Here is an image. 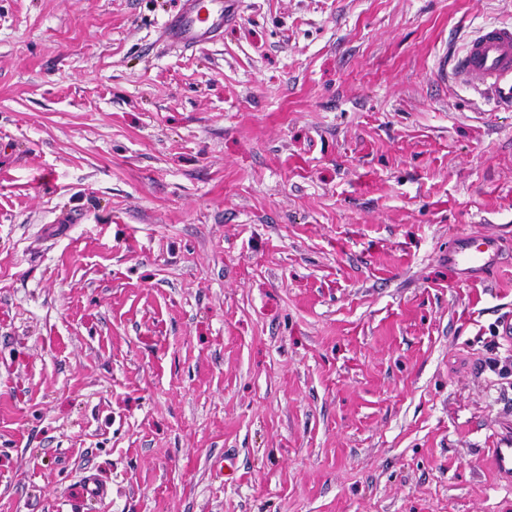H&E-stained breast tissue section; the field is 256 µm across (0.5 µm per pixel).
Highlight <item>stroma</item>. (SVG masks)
I'll list each match as a JSON object with an SVG mask.
<instances>
[{
  "mask_svg": "<svg viewBox=\"0 0 512 512\" xmlns=\"http://www.w3.org/2000/svg\"><path fill=\"white\" fill-rule=\"evenodd\" d=\"M178 7L0 0V512H512V0ZM241 0H182L179 10L162 25L161 35L170 46L194 49L221 36L224 27L239 16ZM451 78L484 95L495 108L512 110V23L477 29L454 60ZM498 240L493 237L461 235L448 247V266L474 281L496 266ZM491 464L498 479L512 485V443L506 448L491 449Z\"/></svg>",
  "mask_w": 512,
  "mask_h": 512,
  "instance_id": "stroma-1",
  "label": "stroma"
}]
</instances>
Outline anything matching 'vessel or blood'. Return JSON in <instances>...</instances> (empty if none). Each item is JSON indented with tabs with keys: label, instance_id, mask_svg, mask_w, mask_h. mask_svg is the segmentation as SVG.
I'll return each instance as SVG.
<instances>
[{
	"label": "vessel or blood",
	"instance_id": "obj_1",
	"mask_svg": "<svg viewBox=\"0 0 512 512\" xmlns=\"http://www.w3.org/2000/svg\"><path fill=\"white\" fill-rule=\"evenodd\" d=\"M241 0H182L179 10L162 25L163 40L180 49H193L221 36L239 16ZM453 81L484 95L495 108L512 110V23L489 22L477 29L454 60ZM499 250L493 237L461 235L448 248V265L477 280L494 269ZM493 470L512 485V445L491 451Z\"/></svg>",
	"mask_w": 512,
	"mask_h": 512
}]
</instances>
